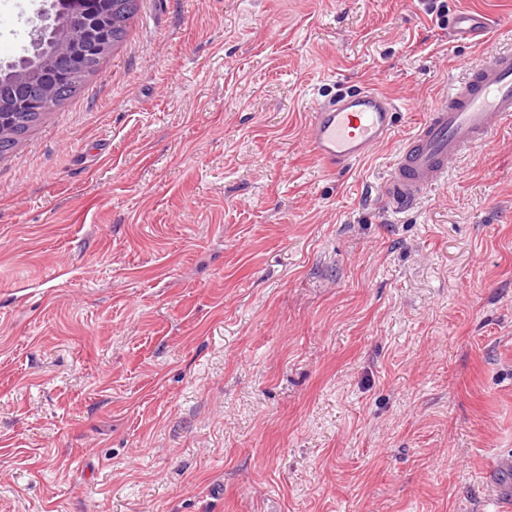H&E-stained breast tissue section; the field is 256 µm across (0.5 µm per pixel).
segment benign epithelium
Wrapping results in <instances>:
<instances>
[{
  "label": "benign epithelium",
  "mask_w": 512,
  "mask_h": 512,
  "mask_svg": "<svg viewBox=\"0 0 512 512\" xmlns=\"http://www.w3.org/2000/svg\"><path fill=\"white\" fill-rule=\"evenodd\" d=\"M100 0L82 3V7L67 14L56 9L51 14L44 11L30 20L29 47L25 56L0 67V74L12 77L18 97L35 110L49 107L56 97L57 84L43 79L50 71L63 82L78 76L75 59L85 56V70L95 69L107 57L105 52L109 18L98 12ZM74 30H87L98 43V51L82 50L71 43L69 35Z\"/></svg>",
  "instance_id": "7a95c632"
}]
</instances>
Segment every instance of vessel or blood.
Instances as JSON below:
<instances>
[{
  "label": "vessel or blood",
  "instance_id": "vessel-or-blood-1",
  "mask_svg": "<svg viewBox=\"0 0 512 512\" xmlns=\"http://www.w3.org/2000/svg\"><path fill=\"white\" fill-rule=\"evenodd\" d=\"M489 25L485 13L459 10L448 20V33L470 42ZM399 111L394 98L374 88L339 89L316 106L308 123V147L329 168L354 164L390 138ZM511 118L512 51L469 63L465 78L450 84L446 101L426 112L400 145L380 184L386 211L398 216L414 209L425 193L447 183L452 160L490 141Z\"/></svg>",
  "mask_w": 512,
  "mask_h": 512
}]
</instances>
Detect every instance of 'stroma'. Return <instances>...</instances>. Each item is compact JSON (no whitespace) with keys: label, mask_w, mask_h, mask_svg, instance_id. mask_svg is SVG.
<instances>
[{"label":"stroma","mask_w":512,"mask_h":512,"mask_svg":"<svg viewBox=\"0 0 512 512\" xmlns=\"http://www.w3.org/2000/svg\"><path fill=\"white\" fill-rule=\"evenodd\" d=\"M42 5L0 0V65ZM137 5L0 158V512H503L512 122L408 214L378 192L512 0ZM345 85L401 116L333 172ZM490 25V18L477 10H459L448 20V34L456 41L472 42L483 35ZM399 111L394 98L374 88H341L312 113L308 147L331 169L352 166L390 138Z\"/></svg>","instance_id":"stroma-1"}]
</instances>
